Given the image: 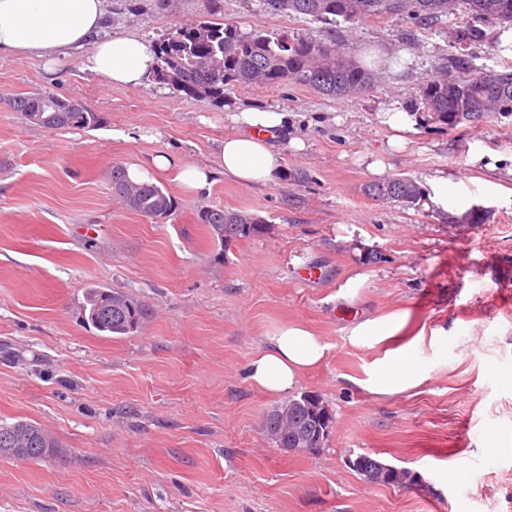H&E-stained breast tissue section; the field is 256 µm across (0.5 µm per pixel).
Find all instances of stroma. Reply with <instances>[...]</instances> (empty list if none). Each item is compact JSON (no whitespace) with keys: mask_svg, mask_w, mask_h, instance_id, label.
Here are the masks:
<instances>
[{"mask_svg":"<svg viewBox=\"0 0 512 512\" xmlns=\"http://www.w3.org/2000/svg\"><path fill=\"white\" fill-rule=\"evenodd\" d=\"M244 33L335 39L374 70L375 85L333 99L291 82L191 98L147 79L110 86L60 58L0 56V423L40 424L58 443L36 461L0 459V512H512V115L435 128L421 90L456 52L447 30L393 17L326 24L221 0ZM105 30L153 42L206 11L205 0H107ZM469 51L502 69L512 28L489 26ZM36 93L86 102L104 122L48 129L6 98ZM277 108L278 177L248 186L215 176L198 193L176 171L154 181L174 200L151 220L115 197V164L165 153L211 164L238 132L240 107ZM406 112L405 129L388 122ZM407 176L418 207L380 204L369 183ZM478 205L483 224H451L435 197ZM205 208L248 213L265 233L213 240ZM94 227L86 235V227ZM320 277L301 280L304 268ZM142 303L140 329L105 336L82 317L88 284ZM408 311L428 378L376 397L359 388L381 348L350 344L363 320ZM300 324L327 346L297 394L333 416L322 448L288 454L262 425L281 398L248 379L268 333ZM495 427V451L478 433ZM372 454L418 484L366 482L350 459ZM473 471L458 487L461 468Z\"/></svg>","mask_w":512,"mask_h":512,"instance_id":"obj_1","label":"stroma"}]
</instances>
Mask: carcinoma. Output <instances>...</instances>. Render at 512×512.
Listing matches in <instances>:
<instances>
[{
	"mask_svg": "<svg viewBox=\"0 0 512 512\" xmlns=\"http://www.w3.org/2000/svg\"><path fill=\"white\" fill-rule=\"evenodd\" d=\"M206 14L196 23L174 28L158 39L154 46V77L159 83L193 95L198 88L208 100H224V91L239 86L276 87L285 81L308 87L335 99L362 94L374 85L375 74L364 68L355 55L333 42H318L305 37L253 31L243 33L236 27L216 22L218 0H206ZM271 13H288L298 18L321 22L381 20L401 17L416 27L444 23L456 16V28L449 32L457 54L450 66L430 79L422 90V101L434 124L443 130L456 127L454 117L458 103L466 102L474 111L475 122L493 113L512 114V70H494L473 62L468 48L484 38L480 25H512V0H263ZM40 97L17 96L11 101L15 112L26 113L41 108ZM96 112H45L37 125L49 128L88 129L100 126ZM112 192L124 187L132 198L122 197L132 210L158 220L170 216L173 201L154 183L130 180L125 168L112 166ZM367 195L386 203L396 202L417 207L426 200V190L414 179L388 177L367 186ZM451 224H482L486 211L471 208L447 214ZM212 237L224 244L264 233L266 223L247 213L224 209H206L198 214ZM107 289L99 285L85 288L83 310L98 331L109 336L135 332L144 319V306L125 296L129 306L112 311V319H97L99 300ZM332 415L327 408L305 399H289L270 410L264 420L267 438L277 448H292L288 438L292 429L307 434V451H314L327 440ZM41 426L19 420L0 424V437L29 434L34 436L26 460H38L53 452L57 443L47 434L34 435ZM364 465L356 472L367 482L401 487L416 481L417 476L405 468L363 455Z\"/></svg>",
	"mask_w": 512,
	"mask_h": 512,
	"instance_id": "cac0c4a2",
	"label": "carcinoma"
}]
</instances>
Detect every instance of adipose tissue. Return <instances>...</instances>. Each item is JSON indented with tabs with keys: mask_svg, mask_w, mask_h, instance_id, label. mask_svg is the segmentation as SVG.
<instances>
[{
	"mask_svg": "<svg viewBox=\"0 0 512 512\" xmlns=\"http://www.w3.org/2000/svg\"><path fill=\"white\" fill-rule=\"evenodd\" d=\"M106 0H0V55L43 60L53 71L60 55L86 50L83 67L111 85L141 84L154 70V50L133 32L104 35ZM285 116L274 109L244 108L233 116L242 132L226 136L210 166L175 164L159 153L149 165H130L132 181L150 180L153 172L178 167L184 190H204L214 174L238 182L263 185L282 167V155L272 143V130L282 128ZM405 324L400 315L368 319L352 331L354 345L365 347L388 342L382 358L375 361L358 385L376 396H390L420 385L426 371L412 358L418 340L402 342ZM326 347L319 336L300 325L283 326L267 338L248 365V378L258 389L274 395L294 390L302 375L320 364Z\"/></svg>",
	"mask_w": 512,
	"mask_h": 512,
	"instance_id": "adipose-tissue-1",
	"label": "adipose tissue"
}]
</instances>
